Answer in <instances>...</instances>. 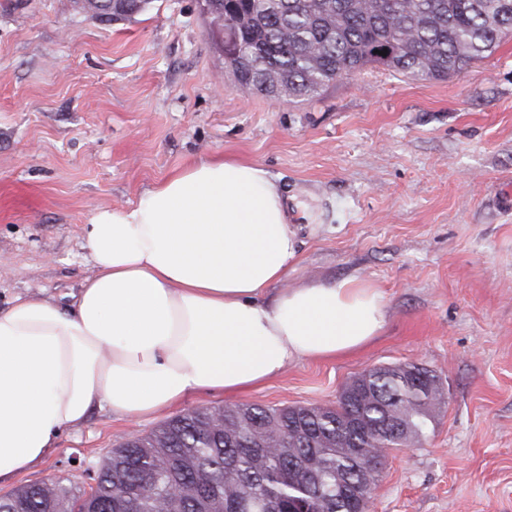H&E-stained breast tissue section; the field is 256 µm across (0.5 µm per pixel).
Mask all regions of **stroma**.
I'll return each mask as SVG.
<instances>
[{
    "instance_id": "stroma-1",
    "label": "stroma",
    "mask_w": 512,
    "mask_h": 512,
    "mask_svg": "<svg viewBox=\"0 0 512 512\" xmlns=\"http://www.w3.org/2000/svg\"><path fill=\"white\" fill-rule=\"evenodd\" d=\"M214 156L313 201L288 279L371 283L380 336L138 422L94 410L0 495L80 476L130 430L190 409L331 404L352 375L415 362L440 375L446 404L425 441L388 451L371 512H512V35L445 79L368 66L286 101L236 86L197 0L110 23L75 0H0V308L70 303L92 272V213Z\"/></svg>"
}]
</instances>
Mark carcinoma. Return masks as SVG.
I'll return each instance as SVG.
<instances>
[{"instance_id": "1", "label": "carcinoma", "mask_w": 512, "mask_h": 512, "mask_svg": "<svg viewBox=\"0 0 512 512\" xmlns=\"http://www.w3.org/2000/svg\"><path fill=\"white\" fill-rule=\"evenodd\" d=\"M153 0H118L102 22L130 20ZM242 55L224 59L242 89L312 100L366 67L413 80L445 79L512 32V0H236L206 17ZM389 44L387 58L374 49ZM439 376L411 362L353 376L336 404L191 409L134 435L85 485L53 476L0 496V512H369L381 458L433 429L445 404ZM189 493L173 500L171 490Z\"/></svg>"}]
</instances>
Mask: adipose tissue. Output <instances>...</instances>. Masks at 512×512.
<instances>
[{
    "label": "adipose tissue",
    "instance_id": "ef3b65f1",
    "mask_svg": "<svg viewBox=\"0 0 512 512\" xmlns=\"http://www.w3.org/2000/svg\"><path fill=\"white\" fill-rule=\"evenodd\" d=\"M303 209L265 169L213 157L134 205L96 210L82 237L92 273L70 306L31 296L0 310V483L46 458L95 409L148 418L378 336V288L289 283Z\"/></svg>",
    "mask_w": 512,
    "mask_h": 512
}]
</instances>
